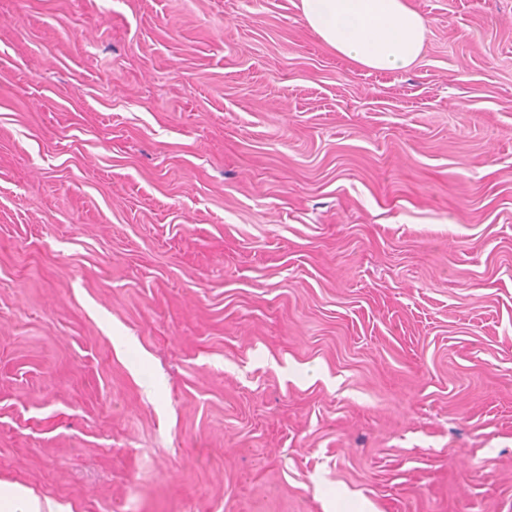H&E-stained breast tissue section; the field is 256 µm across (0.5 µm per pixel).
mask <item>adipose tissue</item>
I'll return each instance as SVG.
<instances>
[{"instance_id":"adipose-tissue-1","label":"adipose tissue","mask_w":512,"mask_h":512,"mask_svg":"<svg viewBox=\"0 0 512 512\" xmlns=\"http://www.w3.org/2000/svg\"><path fill=\"white\" fill-rule=\"evenodd\" d=\"M307 28L341 58L373 71H399L419 58L428 22L410 0H299ZM0 512H65L31 490L0 482Z\"/></svg>"}]
</instances>
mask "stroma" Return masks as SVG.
I'll return each mask as SVG.
<instances>
[{
	"instance_id": "1",
	"label": "stroma",
	"mask_w": 512,
	"mask_h": 512,
	"mask_svg": "<svg viewBox=\"0 0 512 512\" xmlns=\"http://www.w3.org/2000/svg\"><path fill=\"white\" fill-rule=\"evenodd\" d=\"M298 3L0 0V480L512 512V0L394 72Z\"/></svg>"
}]
</instances>
